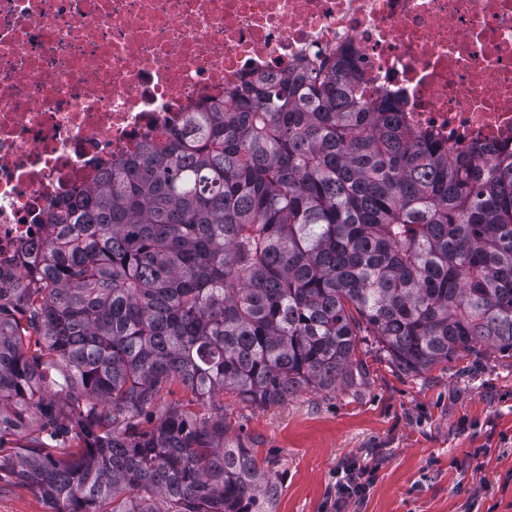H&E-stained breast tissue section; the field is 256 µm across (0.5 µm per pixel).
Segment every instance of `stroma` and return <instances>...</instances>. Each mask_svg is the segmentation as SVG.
<instances>
[{
    "instance_id": "obj_1",
    "label": "stroma",
    "mask_w": 512,
    "mask_h": 512,
    "mask_svg": "<svg viewBox=\"0 0 512 512\" xmlns=\"http://www.w3.org/2000/svg\"><path fill=\"white\" fill-rule=\"evenodd\" d=\"M224 419L273 469L275 512H512V358L497 352L417 374L369 355L352 381L274 405L225 391ZM349 467L367 491L336 499ZM0 512L47 508L5 472Z\"/></svg>"
}]
</instances>
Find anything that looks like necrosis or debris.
<instances>
[{"label": "necrosis or debris", "mask_w": 512, "mask_h": 512, "mask_svg": "<svg viewBox=\"0 0 512 512\" xmlns=\"http://www.w3.org/2000/svg\"><path fill=\"white\" fill-rule=\"evenodd\" d=\"M328 58L414 134L512 146V0H0V279L114 156Z\"/></svg>", "instance_id": "necrosis-or-debris-1"}]
</instances>
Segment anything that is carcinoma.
<instances>
[{"label": "carcinoma", "instance_id": "cac0c4a2", "mask_svg": "<svg viewBox=\"0 0 512 512\" xmlns=\"http://www.w3.org/2000/svg\"><path fill=\"white\" fill-rule=\"evenodd\" d=\"M339 66L263 78L112 160L55 205L42 268L0 288V456L48 512H273L228 435L231 389L336 387L359 342L417 373L512 356V150L449 152ZM177 382L209 407L170 409Z\"/></svg>", "mask_w": 512, "mask_h": 512}]
</instances>
